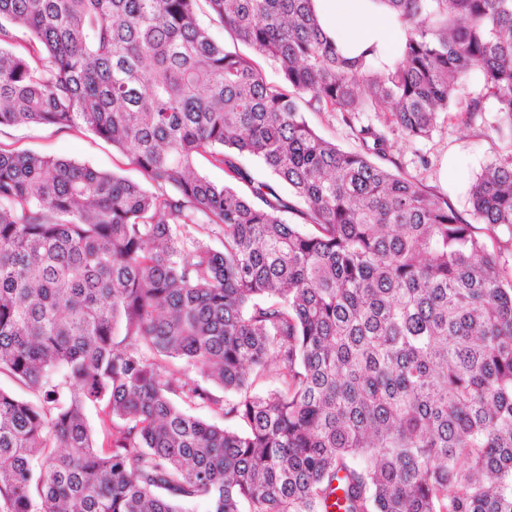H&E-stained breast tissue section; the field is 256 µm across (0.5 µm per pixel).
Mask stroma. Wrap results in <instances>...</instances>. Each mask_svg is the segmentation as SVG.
I'll return each mask as SVG.
<instances>
[{"mask_svg": "<svg viewBox=\"0 0 512 512\" xmlns=\"http://www.w3.org/2000/svg\"><path fill=\"white\" fill-rule=\"evenodd\" d=\"M499 120L490 105L470 122L464 114L451 112L429 139L406 140L391 134V156L399 172L447 198L457 214L468 221L472 218L470 190L476 176L487 163L507 152L506 141L495 132ZM0 147L77 160L134 181L141 178L125 154L84 128L4 127L0 129Z\"/></svg>", "mask_w": 512, "mask_h": 512, "instance_id": "35a3bbf8", "label": "stroma"}]
</instances>
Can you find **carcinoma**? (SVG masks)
<instances>
[{
    "label": "carcinoma",
    "mask_w": 512,
    "mask_h": 512,
    "mask_svg": "<svg viewBox=\"0 0 512 512\" xmlns=\"http://www.w3.org/2000/svg\"><path fill=\"white\" fill-rule=\"evenodd\" d=\"M378 2L404 31L390 65L344 54L313 0H0V128L84 127L152 186L0 147V373L35 394L0 389V512H512V275L371 160L431 137L476 68L461 111L493 102L512 140V0ZM471 202L512 233V153ZM302 114L316 133L335 142L339 147L350 150L358 144L351 129L345 125L340 113L312 112L303 105Z\"/></svg>",
    "instance_id": "1"
}]
</instances>
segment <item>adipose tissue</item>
<instances>
[{
	"label": "adipose tissue",
	"instance_id": "1",
	"mask_svg": "<svg viewBox=\"0 0 512 512\" xmlns=\"http://www.w3.org/2000/svg\"><path fill=\"white\" fill-rule=\"evenodd\" d=\"M321 25L349 54L366 50L385 57L402 35V25L375 0H315Z\"/></svg>",
	"mask_w": 512,
	"mask_h": 512
}]
</instances>
